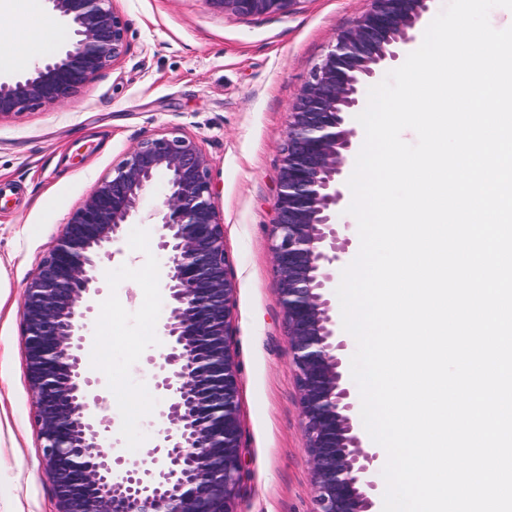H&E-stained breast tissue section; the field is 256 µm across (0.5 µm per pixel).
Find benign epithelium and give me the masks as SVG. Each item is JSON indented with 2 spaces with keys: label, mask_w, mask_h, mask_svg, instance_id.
Listing matches in <instances>:
<instances>
[{
  "label": "benign epithelium",
  "mask_w": 512,
  "mask_h": 512,
  "mask_svg": "<svg viewBox=\"0 0 512 512\" xmlns=\"http://www.w3.org/2000/svg\"><path fill=\"white\" fill-rule=\"evenodd\" d=\"M72 30L61 54L0 77V118L74 97L126 46L112 0H45ZM236 16L283 14L300 0H212ZM335 44L289 113L275 200L272 259L296 367L313 512H375L378 452L354 432L350 391L329 299L336 262L350 241L336 229L344 199L339 176L357 131L346 115L362 106L366 82L415 39L431 0H371ZM164 179L162 207L140 209L143 192ZM208 160L172 128L141 140L96 182L26 282L21 336L35 403L42 463L57 512H241L244 481L239 368L231 332L236 286L214 208ZM159 224L170 301L156 364L165 395L160 440L150 465L129 464L114 447L102 377L81 359L101 264L123 227Z\"/></svg>",
  "instance_id": "1"
}]
</instances>
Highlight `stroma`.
<instances>
[{"mask_svg": "<svg viewBox=\"0 0 512 512\" xmlns=\"http://www.w3.org/2000/svg\"><path fill=\"white\" fill-rule=\"evenodd\" d=\"M126 22L127 50L77 96L0 118V512H56L50 476L33 424L21 336L27 280L61 227L97 180L143 138L171 128L205 153L213 204L237 284L234 346L240 367L245 448L242 512H312L295 367L271 258L274 200L289 109L312 80L339 32L353 27L371 0H301L287 14L241 17L210 0H113ZM68 25L48 5L0 0V58L18 42L56 56ZM158 233L126 225L104 265L88 338L93 365L112 352L102 374L106 415L131 459L153 440L151 422L165 404L152 359L168 314L165 288L140 280L161 268ZM149 398L147 418L117 408L120 395Z\"/></svg>", "mask_w": 512, "mask_h": 512, "instance_id": "stroma-1", "label": "stroma"}]
</instances>
